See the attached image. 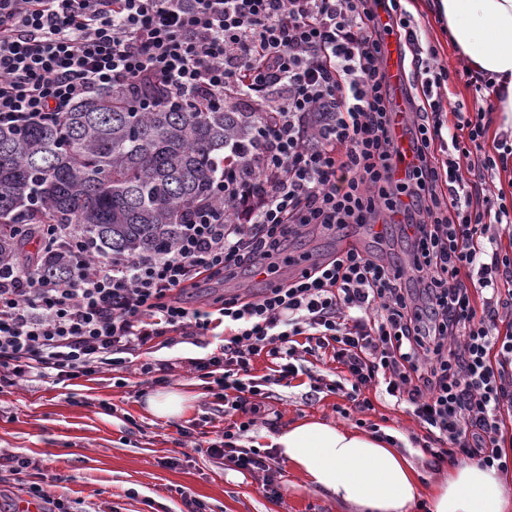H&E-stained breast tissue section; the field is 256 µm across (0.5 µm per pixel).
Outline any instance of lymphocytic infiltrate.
Returning a JSON list of instances; mask_svg holds the SVG:
<instances>
[{"label": "lymphocytic infiltrate", "instance_id": "lymphocytic-infiltrate-1", "mask_svg": "<svg viewBox=\"0 0 512 512\" xmlns=\"http://www.w3.org/2000/svg\"><path fill=\"white\" fill-rule=\"evenodd\" d=\"M386 33L407 47L412 73L446 76L402 0H0V126L62 120L117 85L262 113L254 149L224 163L217 205H199L166 251L100 258L59 279L0 262V372L87 377L126 367L163 336L219 328L220 351L191 369L214 379L233 413L264 394L256 357L290 380L301 355L329 347L348 376L328 392L351 385L355 408L368 410L362 389L383 382L434 459L511 469L499 440L512 417V329L499 323L512 316L502 244L512 203L493 175L512 140L487 151L491 109L445 111L428 80L406 94L414 160L393 179ZM374 224L400 227L406 266L357 250L306 255L259 295L182 298L203 281L273 270L313 231ZM248 429L225 427L210 451L234 449L235 467L278 497L268 453L234 447Z\"/></svg>", "mask_w": 512, "mask_h": 512}]
</instances>
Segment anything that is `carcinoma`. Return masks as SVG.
Instances as JSON below:
<instances>
[{
  "label": "carcinoma",
  "mask_w": 512,
  "mask_h": 512,
  "mask_svg": "<svg viewBox=\"0 0 512 512\" xmlns=\"http://www.w3.org/2000/svg\"><path fill=\"white\" fill-rule=\"evenodd\" d=\"M166 99L153 86L116 87L61 123L0 128V259L76 273L84 255L45 247L41 225L73 224L87 254L125 257L170 247L198 201L217 204L220 161L252 148L253 115Z\"/></svg>",
  "instance_id": "cac0c4a2"
}]
</instances>
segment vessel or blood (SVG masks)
<instances>
[{
  "instance_id": "vessel-or-blood-1",
  "label": "vessel or blood",
  "mask_w": 512,
  "mask_h": 512,
  "mask_svg": "<svg viewBox=\"0 0 512 512\" xmlns=\"http://www.w3.org/2000/svg\"><path fill=\"white\" fill-rule=\"evenodd\" d=\"M384 70L387 83L393 93L397 114L393 127L394 166L393 177H402L412 161L409 137L406 133L405 92L409 83L403 60V46L393 36H385L382 44Z\"/></svg>"
}]
</instances>
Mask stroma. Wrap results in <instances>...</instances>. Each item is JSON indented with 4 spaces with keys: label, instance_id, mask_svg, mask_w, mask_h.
I'll list each match as a JSON object with an SVG mask.
<instances>
[{
    "label": "stroma",
    "instance_id": "obj_1",
    "mask_svg": "<svg viewBox=\"0 0 512 512\" xmlns=\"http://www.w3.org/2000/svg\"><path fill=\"white\" fill-rule=\"evenodd\" d=\"M405 7L453 72L440 89L444 101L472 111L475 92L434 0H407ZM223 343L220 336L172 335L132 356L128 369L65 382L53 376L25 381L0 376V512H27L35 501L29 489L36 485L63 499L70 512H188L191 500L204 503L207 512H349L307 486L280 458L270 461L280 492L272 500L257 478L211 455L210 442L229 421H244L246 415L238 411L225 417L223 405L189 364ZM162 360L171 366L168 387L191 398L189 410L177 420L155 418L136 395L141 365ZM302 366V374L286 383L268 361H255V376L268 379L266 410L255 416L237 447L267 446L270 435L305 418L367 433L391 429L398 450L421 476L422 496H429L448 466L434 464L429 453L412 444V437L424 434L419 424L381 389L366 390L373 408L364 412L355 411L346 397L327 392L326 384L342 376L330 354L307 357ZM18 459L28 466L17 473Z\"/></svg>",
    "mask_w": 512,
    "mask_h": 512
}]
</instances>
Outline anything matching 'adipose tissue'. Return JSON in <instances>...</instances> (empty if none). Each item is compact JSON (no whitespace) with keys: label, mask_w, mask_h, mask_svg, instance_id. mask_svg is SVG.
Wrapping results in <instances>:
<instances>
[{"label":"adipose tissue","mask_w":512,"mask_h":512,"mask_svg":"<svg viewBox=\"0 0 512 512\" xmlns=\"http://www.w3.org/2000/svg\"><path fill=\"white\" fill-rule=\"evenodd\" d=\"M435 9L469 69L492 82L497 123L512 126V0H437ZM271 445L310 487L355 512H413L420 497L413 464L381 437L310 418ZM430 498L431 512H512L500 472L476 460L451 464Z\"/></svg>","instance_id":"ef3b65f1"}]
</instances>
